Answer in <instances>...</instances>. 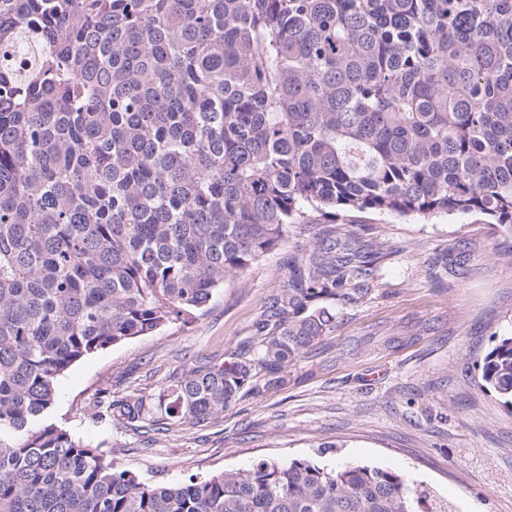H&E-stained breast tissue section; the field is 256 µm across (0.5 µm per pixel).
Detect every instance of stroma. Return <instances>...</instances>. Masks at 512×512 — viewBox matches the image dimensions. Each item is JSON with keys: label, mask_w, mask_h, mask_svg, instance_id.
<instances>
[{"label": "stroma", "mask_w": 512, "mask_h": 512, "mask_svg": "<svg viewBox=\"0 0 512 512\" xmlns=\"http://www.w3.org/2000/svg\"><path fill=\"white\" fill-rule=\"evenodd\" d=\"M340 221L385 242L387 254L357 301L324 300L333 328L273 381L243 388L219 418L162 434L91 416L98 397L158 393L167 377L227 361L254 340L313 224L289 225L284 242L216 292L194 323L76 362L57 382L54 419L149 483L307 458L404 475L452 512H512V405L481 380L496 336L512 331V231L477 213Z\"/></svg>", "instance_id": "35a3bbf8"}]
</instances>
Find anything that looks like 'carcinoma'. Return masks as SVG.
Instances as JSON below:
<instances>
[{"instance_id":"carcinoma-1","label":"carcinoma","mask_w":512,"mask_h":512,"mask_svg":"<svg viewBox=\"0 0 512 512\" xmlns=\"http://www.w3.org/2000/svg\"><path fill=\"white\" fill-rule=\"evenodd\" d=\"M20 47L30 65L6 60ZM479 213L512 230V0H0V512H449L306 458L171 484L52 418L98 351L195 319L312 214ZM326 224L232 360L95 417H217L367 291L382 242ZM512 404V332L482 364Z\"/></svg>"}]
</instances>
